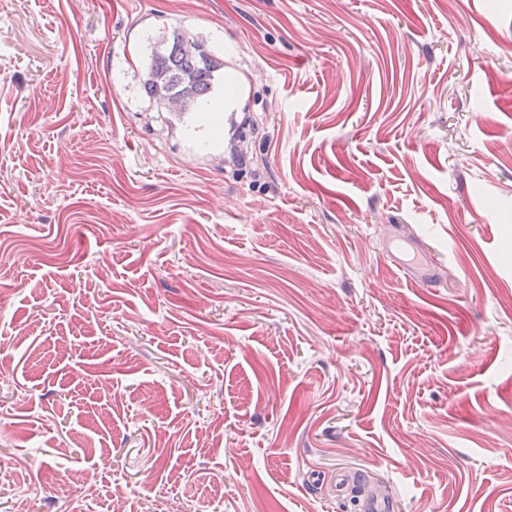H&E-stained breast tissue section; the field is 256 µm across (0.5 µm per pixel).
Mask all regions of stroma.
Returning a JSON list of instances; mask_svg holds the SVG:
<instances>
[{
    "mask_svg": "<svg viewBox=\"0 0 512 512\" xmlns=\"http://www.w3.org/2000/svg\"><path fill=\"white\" fill-rule=\"evenodd\" d=\"M175 28L249 78L203 152ZM1 457L0 512H512V0H0ZM144 85L158 109L197 119V110L211 91L224 63L203 40L179 29L163 35L152 52ZM175 104V106H173Z\"/></svg>",
    "mask_w": 512,
    "mask_h": 512,
    "instance_id": "stroma-1",
    "label": "stroma"
}]
</instances>
